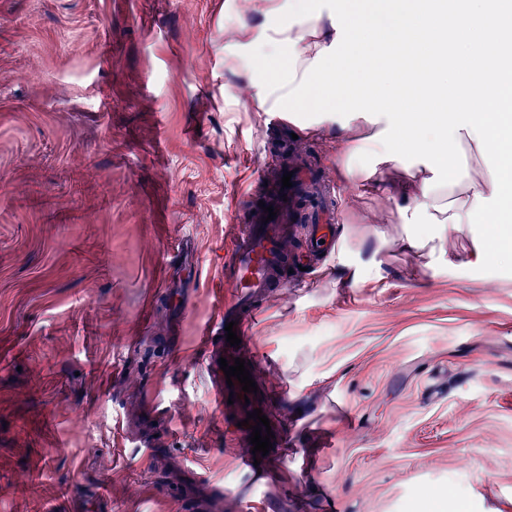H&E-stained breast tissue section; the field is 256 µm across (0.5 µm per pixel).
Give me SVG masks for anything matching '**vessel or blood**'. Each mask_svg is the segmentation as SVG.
<instances>
[{"mask_svg":"<svg viewBox=\"0 0 512 512\" xmlns=\"http://www.w3.org/2000/svg\"><path fill=\"white\" fill-rule=\"evenodd\" d=\"M280 167V159L269 158L263 178L252 191L253 196L272 205L275 217L270 220L265 212H252L238 225L224 251V315L220 321L205 324L200 333L212 370L210 401L218 407L224 404V373L219 362L224 355L222 329L228 322H235L241 338L240 351L250 352L251 343L245 338L246 324L256 311L258 300L284 287V267L297 262L296 256L287 252L286 241L296 232L300 191L308 190L324 198L322 208L309 215L312 235L308 254L336 247V203L328 199L323 180L313 169L301 166L295 168L292 185L286 189L277 175Z\"/></svg>","mask_w":512,"mask_h":512,"instance_id":"b4317fda","label":"vessel or blood"}]
</instances>
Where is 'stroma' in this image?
Listing matches in <instances>:
<instances>
[{"mask_svg": "<svg viewBox=\"0 0 512 512\" xmlns=\"http://www.w3.org/2000/svg\"><path fill=\"white\" fill-rule=\"evenodd\" d=\"M275 31L235 0H0V512H512V275L472 226L402 250L359 185L248 326L257 391L209 404L199 333L276 110L247 41ZM292 131L333 173L335 127Z\"/></svg>", "mask_w": 512, "mask_h": 512, "instance_id": "obj_1", "label": "stroma"}]
</instances>
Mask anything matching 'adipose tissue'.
I'll use <instances>...</instances> for the list:
<instances>
[{"label": "adipose tissue", "mask_w": 512, "mask_h": 512, "mask_svg": "<svg viewBox=\"0 0 512 512\" xmlns=\"http://www.w3.org/2000/svg\"><path fill=\"white\" fill-rule=\"evenodd\" d=\"M335 37L336 30L331 18L326 14L285 29L282 41L288 46V63L284 69L274 70L273 65L278 57L270 55L256 76L259 87L268 90L276 88L281 93H288L299 85L304 70L313 62L318 51L330 46ZM387 126L388 122L384 119L370 122L358 117L351 119L347 127L341 128L340 138L336 143L337 175L341 182L359 183L363 188L375 191L378 197H391L392 192L385 181V164H377L375 172L372 173L362 170L360 166L352 167L348 164L350 155L357 148L366 147L379 153L383 152V145L374 142L373 137ZM468 172V177L449 188V202L443 205L439 202V191L428 192L424 189V181L432 177V170L422 163L409 167L407 175L411 190L404 194V204L399 207V214L431 208L435 211L431 223L433 225L443 229L467 225V214L471 211L476 196L488 198L493 193L492 179L486 165H469Z\"/></svg>", "instance_id": "1"}]
</instances>
